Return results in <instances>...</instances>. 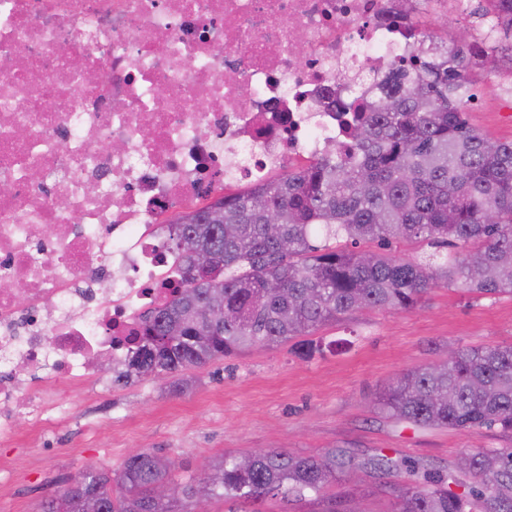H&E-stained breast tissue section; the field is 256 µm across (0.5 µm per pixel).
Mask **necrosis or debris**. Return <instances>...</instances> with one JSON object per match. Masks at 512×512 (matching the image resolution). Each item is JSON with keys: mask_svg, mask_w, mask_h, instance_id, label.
<instances>
[{"mask_svg": "<svg viewBox=\"0 0 512 512\" xmlns=\"http://www.w3.org/2000/svg\"><path fill=\"white\" fill-rule=\"evenodd\" d=\"M468 7L0 0V438L49 381L120 358L178 280L174 214L339 141L330 98L373 101L421 14Z\"/></svg>", "mask_w": 512, "mask_h": 512, "instance_id": "4bbe7bcc", "label": "necrosis or debris"}]
</instances>
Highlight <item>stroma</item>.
I'll return each mask as SVG.
<instances>
[{"label": "stroma", "instance_id": "stroma-1", "mask_svg": "<svg viewBox=\"0 0 512 512\" xmlns=\"http://www.w3.org/2000/svg\"><path fill=\"white\" fill-rule=\"evenodd\" d=\"M488 72L472 74L469 123L512 141V35L498 32ZM322 350L301 359L293 343L256 348L180 376L116 382L121 363L81 386H58L18 415L0 442V512H38L41 501L88 468L118 470L130 450L171 458L176 479L201 459L284 448L305 455L343 449L356 461L385 453L453 468L467 450L512 448L500 428L416 429L372 408L404 369L438 364L449 347L512 346V296L476 297L438 287L409 311L364 309L315 331ZM182 379L183 392L172 384ZM326 495L362 512H394L376 479L357 474Z\"/></svg>", "mask_w": 512, "mask_h": 512}]
</instances>
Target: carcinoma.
Segmentation results:
<instances>
[{
    "label": "carcinoma",
    "instance_id": "cac0c4a2",
    "mask_svg": "<svg viewBox=\"0 0 512 512\" xmlns=\"http://www.w3.org/2000/svg\"><path fill=\"white\" fill-rule=\"evenodd\" d=\"M469 37L452 41L445 68L415 57L391 71L370 108L337 103L343 143L169 221L164 249L177 259L180 287L127 338L120 377L180 373L298 337L310 358L321 350L309 339L320 327L364 308L411 310L440 284L512 296V141L490 139L466 118ZM395 240L433 252L407 260L382 251ZM198 250L217 273L196 284ZM203 303L224 320L201 319ZM372 404L418 429L512 431V346H458L440 364L403 371ZM466 456L449 471L382 453L362 468L391 478L384 489L395 512H512V448ZM356 472L343 449L316 457L261 448L208 459L205 500L261 512L255 505L269 497H319ZM160 485L168 497L154 496ZM195 485L174 480L170 459L133 452L113 473H79L39 512H198Z\"/></svg>",
    "mask_w": 512,
    "mask_h": 512
}]
</instances>
